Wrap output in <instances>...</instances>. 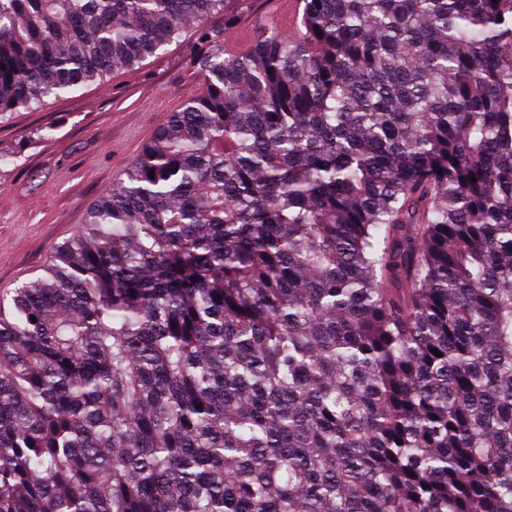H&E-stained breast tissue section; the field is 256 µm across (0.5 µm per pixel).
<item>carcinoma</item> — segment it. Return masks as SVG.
<instances>
[{
	"label": "carcinoma",
	"mask_w": 512,
	"mask_h": 512,
	"mask_svg": "<svg viewBox=\"0 0 512 512\" xmlns=\"http://www.w3.org/2000/svg\"><path fill=\"white\" fill-rule=\"evenodd\" d=\"M301 2L0 0V116L202 45L0 297V512H512V0ZM289 1L291 0H227L226 10L232 11L237 16V21L233 28L226 30L225 35L223 33L221 47L226 51H232L228 47V42L233 36L239 34L247 35L248 39L243 44L245 46L260 26L266 22H275L284 29L289 24L290 29H294V24L288 23ZM289 3L291 11L295 14L300 3L294 1Z\"/></svg>",
	"instance_id": "1"
}]
</instances>
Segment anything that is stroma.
<instances>
[{
	"label": "stroma",
	"instance_id": "35a3bbf8",
	"mask_svg": "<svg viewBox=\"0 0 512 512\" xmlns=\"http://www.w3.org/2000/svg\"><path fill=\"white\" fill-rule=\"evenodd\" d=\"M289 0H227L236 15L207 25L226 37L288 23ZM196 27L140 64L113 70L77 92L0 117V293L40 274L54 248L74 236L88 208L141 153L169 114L200 91Z\"/></svg>",
	"mask_w": 512,
	"mask_h": 512
}]
</instances>
